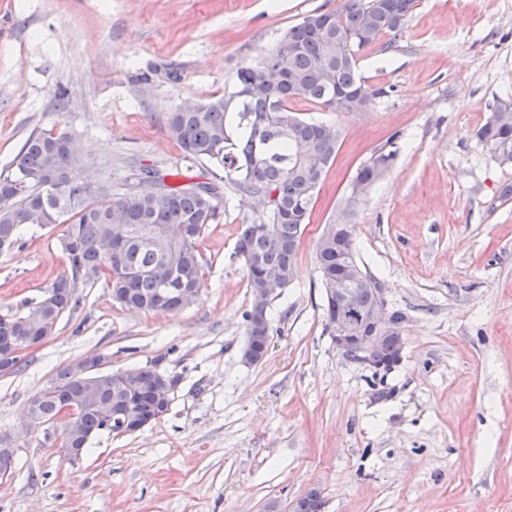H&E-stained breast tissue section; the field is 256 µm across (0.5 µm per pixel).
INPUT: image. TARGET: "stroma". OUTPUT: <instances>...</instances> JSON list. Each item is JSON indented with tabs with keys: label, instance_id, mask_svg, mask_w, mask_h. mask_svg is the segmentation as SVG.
<instances>
[{
	"label": "stroma",
	"instance_id": "stroma-1",
	"mask_svg": "<svg viewBox=\"0 0 512 512\" xmlns=\"http://www.w3.org/2000/svg\"><path fill=\"white\" fill-rule=\"evenodd\" d=\"M339 0H0V173L35 131L81 147L77 177L121 188L140 168L176 183L220 181L199 242L197 302L133 312L104 281L0 376V434L17 468L0 512H290L319 488L325 512H512V163L476 133L512 96V0H418L402 34L358 52L378 96L360 112L308 102L299 117L341 132L303 230L291 285L269 310L265 359H242L251 307L240 225L259 210L223 169L189 162L168 112L230 88L309 14ZM394 152L360 199L357 169ZM353 224L361 262L405 320L401 363L376 381L333 345L315 244ZM60 228L0 252V312L66 268ZM113 369L159 363L180 378L168 413L132 435L102 433L69 462L59 433L24 427L29 398L82 356Z\"/></svg>",
	"mask_w": 512,
	"mask_h": 512
}]
</instances>
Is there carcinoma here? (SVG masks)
Listing matches in <instances>:
<instances>
[{
  "instance_id": "obj_1",
  "label": "carcinoma",
  "mask_w": 512,
  "mask_h": 512,
  "mask_svg": "<svg viewBox=\"0 0 512 512\" xmlns=\"http://www.w3.org/2000/svg\"><path fill=\"white\" fill-rule=\"evenodd\" d=\"M416 0H343L329 12L313 13L292 26L276 47L259 61L240 66L231 90L192 109L167 114L168 136L190 161H207L234 176L240 191L272 194L274 207L241 225L236 253L244 262L251 295L268 276L284 279L293 271L297 252L288 249L301 238L309 223L316 194L326 171L336 160L340 132L323 123L307 121L293 104L308 101L336 111V95L344 90L360 94L357 107L365 108L379 95L359 76L355 53L391 33L398 35L415 8ZM242 85L252 87L238 96ZM477 138L495 156L512 162V99H503ZM70 135L51 128L32 133L11 164L0 174V251L11 248L25 228L62 227L59 236L67 260L66 270L47 289L49 300H26L16 310L0 314V352L27 348L52 335L55 321L80 305L77 275L105 278L112 297L126 307L145 311H173L191 307L204 285L198 241L220 216L224 185L192 182L172 185L168 174L143 168L139 180L161 181L164 192L133 190L126 185L112 202L99 201L101 189L68 176L75 157L59 148ZM394 158L382 153L358 168L356 183L365 192ZM61 171L59 181L43 182L50 167ZM258 224L273 231L255 234ZM316 259L323 288L343 287L358 304L374 306L373 290L363 281L372 275L358 257L336 254V247L316 243ZM365 275H360V272ZM130 387L115 379L92 380L64 366L55 378L27 403V415L52 421L70 407L75 411L68 432L60 433L61 447L88 448L91 438L115 433L106 406H122L143 423L166 415L157 389L162 381L154 366H132ZM322 500L317 488L296 500L293 512H310Z\"/></svg>"
}]
</instances>
